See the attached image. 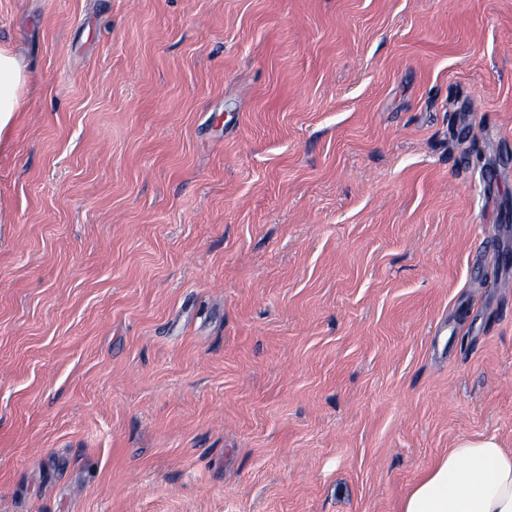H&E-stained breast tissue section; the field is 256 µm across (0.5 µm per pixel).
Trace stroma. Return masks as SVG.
Returning a JSON list of instances; mask_svg holds the SVG:
<instances>
[{
  "label": "stroma",
  "instance_id": "stroma-1",
  "mask_svg": "<svg viewBox=\"0 0 512 512\" xmlns=\"http://www.w3.org/2000/svg\"><path fill=\"white\" fill-rule=\"evenodd\" d=\"M0 512H400L512 449V0H0ZM27 74L21 56L0 46V144L17 121L20 101L26 91Z\"/></svg>",
  "mask_w": 512,
  "mask_h": 512
}]
</instances>
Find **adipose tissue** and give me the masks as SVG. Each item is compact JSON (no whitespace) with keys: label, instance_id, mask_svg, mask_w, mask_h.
Listing matches in <instances>:
<instances>
[{"label":"adipose tissue","instance_id":"adipose-tissue-1","mask_svg":"<svg viewBox=\"0 0 512 512\" xmlns=\"http://www.w3.org/2000/svg\"><path fill=\"white\" fill-rule=\"evenodd\" d=\"M26 85L21 56L0 46V143ZM401 512H512V451L492 435L458 440L404 497Z\"/></svg>","mask_w":512,"mask_h":512}]
</instances>
